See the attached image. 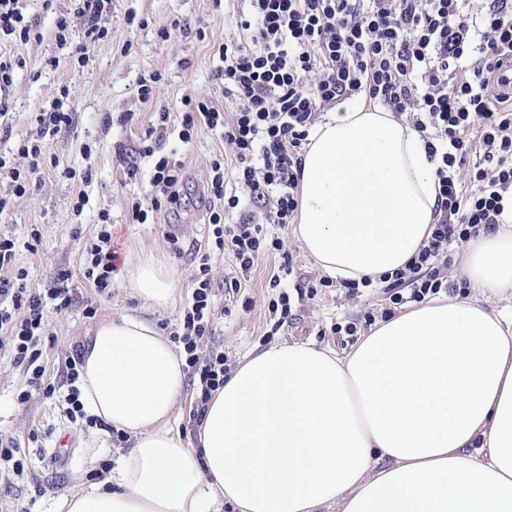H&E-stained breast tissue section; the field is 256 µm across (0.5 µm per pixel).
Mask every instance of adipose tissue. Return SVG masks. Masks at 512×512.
Here are the masks:
<instances>
[{"label":"adipose tissue","mask_w":512,"mask_h":512,"mask_svg":"<svg viewBox=\"0 0 512 512\" xmlns=\"http://www.w3.org/2000/svg\"><path fill=\"white\" fill-rule=\"evenodd\" d=\"M437 192L421 134L349 103L310 131L294 233L330 275L376 278L428 241ZM461 275L473 298L412 305L348 353L289 343L248 356L212 395L194 448L173 425L184 358L148 321L100 320L81 402L134 446L61 512H512V226L468 240ZM123 286L156 308L177 292L155 255Z\"/></svg>","instance_id":"1"}]
</instances>
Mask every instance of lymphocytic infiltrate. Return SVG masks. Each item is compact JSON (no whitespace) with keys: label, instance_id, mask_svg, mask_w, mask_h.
I'll list each match as a JSON object with an SVG mask.
<instances>
[{"label":"lymphocytic infiltrate","instance_id":"1","mask_svg":"<svg viewBox=\"0 0 512 512\" xmlns=\"http://www.w3.org/2000/svg\"><path fill=\"white\" fill-rule=\"evenodd\" d=\"M237 22L247 40L224 52L215 77L225 97L236 103L224 116L210 100L185 98L179 137L190 142L198 125L220 130L224 149L235 159L233 178L260 207L264 224H229L225 218L240 199L224 188V164L214 161L206 182L213 204L207 211L216 250L229 252L238 274L225 284L239 293L260 256L285 250L281 238H267L265 224L291 222L303 149L322 112L339 101L363 94L417 130L435 165L438 195L432 234L411 262L380 276L345 282L349 297L383 285L389 302L365 322L389 317L391 308L448 290V247L512 220V0H249ZM112 0H78L73 12L56 22L59 43L75 40L78 64H86L95 43L106 38L101 24ZM25 0H0V41H30L36 24L24 15ZM68 89L50 109L35 115L36 138L17 148L25 168L0 155V179L24 196L40 168L44 138L73 123ZM169 112L135 146L137 161L128 178L140 174L139 160L152 159L150 190L130 204L134 222L151 213L178 210L184 203L182 161L163 153ZM468 179H461V172ZM96 240L86 248L85 279L98 293H109L115 258L112 224L101 215ZM210 253L194 256L193 291L171 333L198 378L197 413H204L213 392L224 385L223 352L201 355L200 342L213 333V285ZM15 278L0 275V332L9 336L12 361L31 386L54 395L43 381L40 338L50 314L73 304L69 272L58 274L53 288L33 292Z\"/></svg>","mask_w":512,"mask_h":512}]
</instances>
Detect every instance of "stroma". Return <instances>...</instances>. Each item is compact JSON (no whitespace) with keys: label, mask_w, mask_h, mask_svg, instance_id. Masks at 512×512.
<instances>
[{"label":"stroma","mask_w":512,"mask_h":512,"mask_svg":"<svg viewBox=\"0 0 512 512\" xmlns=\"http://www.w3.org/2000/svg\"><path fill=\"white\" fill-rule=\"evenodd\" d=\"M72 0H28L26 12L36 22L40 39L5 45L11 56L22 59L11 91L8 123L10 140H0V153L17 150L35 132L31 116L35 108L50 105L61 88H68L74 111L71 129L47 137L45 162L29 192L11 195L7 182H0V196L10 202L0 213V235L13 239L14 258L6 277L24 273L30 291H45L59 271L72 275L74 302L68 312L52 316L41 340L45 378L56 387L53 396L31 388L22 369L11 360L10 342L0 333V436L13 439L25 470L12 481H0V512H57L58 500L79 486L108 476L116 459L128 452L133 437L117 439L87 422L72 421L64 397L65 358L74 346L86 344L96 319L118 313L146 318L162 333H170L180 310L192 293L193 256L189 246L208 244L209 226L203 210L183 206L178 213L160 212L148 223L134 224L129 217L133 197L145 194L147 179H129L127 161L118 154L120 144L132 145L157 122V114L169 110L171 132L164 149L176 152L192 184L201 196L214 160L223 158L219 131L198 126L190 142H180L175 132L181 122L184 97L205 98L221 112L235 109L213 79L221 64L219 48L243 42L236 21L246 13L247 0H112L103 18L107 38L96 43L90 61L79 66L71 46L57 44L56 18L73 9ZM171 31L163 38L161 28ZM157 75L152 98L138 93L141 77ZM132 113L127 124L117 123L123 113ZM112 126H105L106 117ZM91 170L89 181L68 180L61 169ZM84 197L82 212L73 203ZM109 214L117 254L111 295H97L83 276L85 248L100 229L101 214ZM269 234L283 239L286 256L259 258L251 276L238 294L226 292L224 282L235 277L237 268L230 255L212 254L215 333L201 344V351L224 352L230 366H237L249 352H260L279 343L308 342L344 354L354 347V336L336 334L332 324L356 321L380 304V290L365 291L348 298L344 289L319 284L323 271L304 252L292 226L267 225ZM163 256L177 277L178 293L166 309H151L131 298L120 283L130 258ZM290 287L305 282L316 286L314 299L292 304L293 319L274 328L270 300L279 291L272 288V274ZM94 305L95 317L86 316V305ZM26 401H19V394Z\"/></svg>","instance_id":"1"}]
</instances>
